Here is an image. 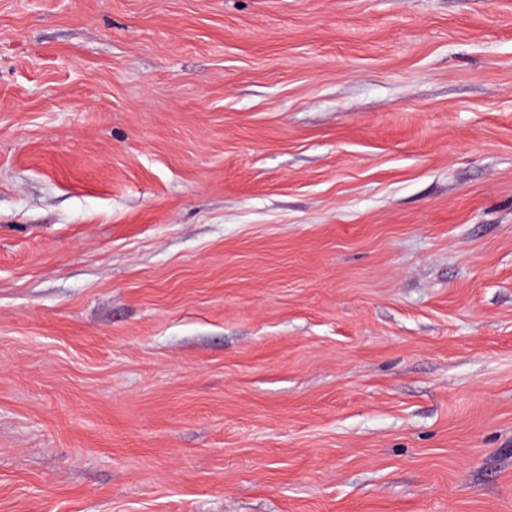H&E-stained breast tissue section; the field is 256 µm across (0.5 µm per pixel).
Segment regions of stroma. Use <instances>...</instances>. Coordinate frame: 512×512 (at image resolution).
I'll list each match as a JSON object with an SVG mask.
<instances>
[{
	"label": "stroma",
	"instance_id": "35a3bbf8",
	"mask_svg": "<svg viewBox=\"0 0 512 512\" xmlns=\"http://www.w3.org/2000/svg\"><path fill=\"white\" fill-rule=\"evenodd\" d=\"M0 512H512V0H0Z\"/></svg>",
	"mask_w": 512,
	"mask_h": 512
}]
</instances>
